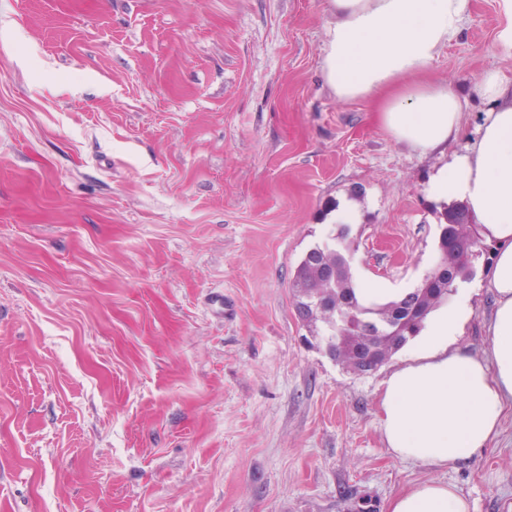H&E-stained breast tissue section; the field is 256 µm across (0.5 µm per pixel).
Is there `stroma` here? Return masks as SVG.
Listing matches in <instances>:
<instances>
[{"label":"stroma","mask_w":512,"mask_h":512,"mask_svg":"<svg viewBox=\"0 0 512 512\" xmlns=\"http://www.w3.org/2000/svg\"><path fill=\"white\" fill-rule=\"evenodd\" d=\"M332 22L327 0H0V512H388L425 481L512 512V412L467 459L396 460L404 352L353 373L296 310L341 200L355 283L398 297L438 259L448 158L336 99ZM499 23L473 0L427 80L512 79ZM330 223L331 224H342V225H340L338 234L334 239L335 240L337 239L338 241H343L346 238L347 233H348V231H347L348 225H344V224L359 223V215H358L356 208L352 204H350L348 202H343V203L339 204L338 207L336 208L335 213L332 215V217L330 219Z\"/></svg>","instance_id":"35a3bbf8"}]
</instances>
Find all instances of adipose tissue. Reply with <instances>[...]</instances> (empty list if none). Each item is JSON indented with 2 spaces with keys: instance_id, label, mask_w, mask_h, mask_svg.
Instances as JSON below:
<instances>
[{
  "instance_id": "ef3b65f1",
  "label": "adipose tissue",
  "mask_w": 512,
  "mask_h": 512,
  "mask_svg": "<svg viewBox=\"0 0 512 512\" xmlns=\"http://www.w3.org/2000/svg\"><path fill=\"white\" fill-rule=\"evenodd\" d=\"M334 22L322 71L337 100L377 101L388 133L419 153L447 149L425 193L439 206L464 205L495 244L485 272L492 294L485 322L490 349L475 355L457 338L471 315L467 289L431 312L412 353L382 382L381 429L396 459L425 466L454 463L489 446L512 410V81L485 70L462 96L420 75L453 41L472 0H330ZM487 105L466 133L469 97ZM389 512H472L449 484L422 482L396 495Z\"/></svg>"
}]
</instances>
